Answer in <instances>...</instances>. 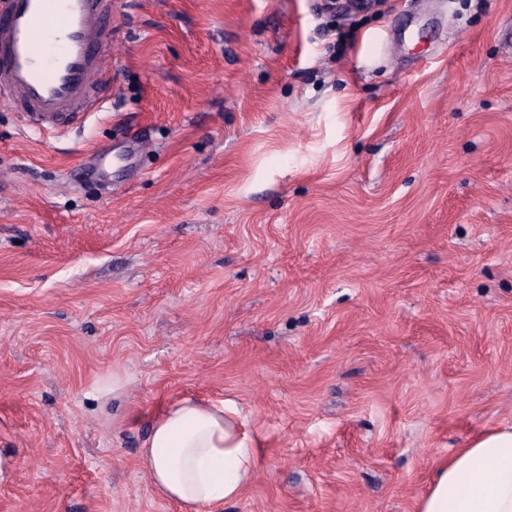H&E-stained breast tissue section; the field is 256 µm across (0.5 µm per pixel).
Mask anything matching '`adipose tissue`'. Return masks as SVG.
Returning <instances> with one entry per match:
<instances>
[{"mask_svg":"<svg viewBox=\"0 0 512 512\" xmlns=\"http://www.w3.org/2000/svg\"><path fill=\"white\" fill-rule=\"evenodd\" d=\"M138 463L152 491L181 512H216L240 499L261 458L258 436L233 401L185 396L154 418ZM416 512H512V425L440 462Z\"/></svg>","mask_w":512,"mask_h":512,"instance_id":"obj_1","label":"adipose tissue"}]
</instances>
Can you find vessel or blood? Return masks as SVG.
Segmentation results:
<instances>
[{
  "instance_id": "b4317fda",
  "label": "vessel or blood",
  "mask_w": 512,
  "mask_h": 512,
  "mask_svg": "<svg viewBox=\"0 0 512 512\" xmlns=\"http://www.w3.org/2000/svg\"><path fill=\"white\" fill-rule=\"evenodd\" d=\"M111 0H0V106L41 131L101 108Z\"/></svg>"
}]
</instances>
